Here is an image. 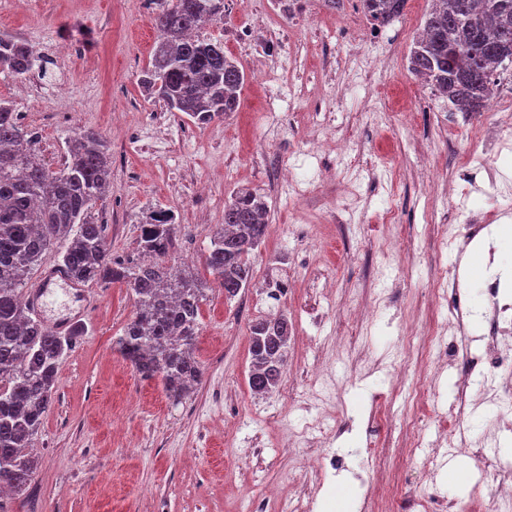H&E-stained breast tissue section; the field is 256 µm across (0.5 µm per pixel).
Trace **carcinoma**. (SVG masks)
<instances>
[{"instance_id": "1", "label": "carcinoma", "mask_w": 512, "mask_h": 512, "mask_svg": "<svg viewBox=\"0 0 512 512\" xmlns=\"http://www.w3.org/2000/svg\"><path fill=\"white\" fill-rule=\"evenodd\" d=\"M373 21L387 25L407 0H360ZM158 40L140 84L148 97L182 112L199 127L234 111L245 73L224 53V43L200 35L224 18V0H152ZM512 63V0H431L413 43L410 70L462 112H478L494 70ZM38 55L33 46L0 32V73L24 80ZM112 194L111 160L102 134L83 129L66 142L64 161L52 170L40 158L38 132L0 99V487L18 493L35 461L28 448L52 403L60 360L81 331L61 336L40 321L19 288L43 256L56 251L77 283L122 282L135 312L117 341L121 356L144 380L159 379L179 404L201 381L195 356L200 303L212 286L235 297L254 279L251 256L266 239L265 196L239 189L224 204L205 258L214 280L172 259L179 232L174 214L156 210L140 225L136 252L115 258L107 225L95 218ZM292 324L268 312L249 326L252 369L248 384L264 393L281 382Z\"/></svg>"}]
</instances>
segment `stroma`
Instances as JSON below:
<instances>
[{
    "label": "stroma",
    "mask_w": 512,
    "mask_h": 512,
    "mask_svg": "<svg viewBox=\"0 0 512 512\" xmlns=\"http://www.w3.org/2000/svg\"><path fill=\"white\" fill-rule=\"evenodd\" d=\"M224 3L223 19L204 35L223 42L245 81L235 112L200 128L146 100L139 84L158 36L148 0H0V31L40 56L30 79L1 73L0 96L37 129L45 163L61 165L78 129L107 141L112 195L95 217L108 227L112 255L132 253L140 224L169 209L181 227L174 256L202 268L225 200L249 188L270 205L254 276L289 284L276 303L252 287L232 299L219 288L207 292L195 348L202 381L177 405L117 350L135 310L130 288L90 282L55 290L42 320L80 315L85 334L61 359L35 439L36 469L25 492L8 496L9 512H249L250 500L270 485L312 502L313 512H344L349 499L353 512H437L444 500L470 505L493 497V479L455 484L448 476L452 465L475 473L471 449L435 464L400 455L408 418L379 405L393 389L431 380L433 401L447 407L467 371L463 363L439 373L395 364L402 319L448 320L446 308L430 301L435 276L459 275L474 336L487 327L478 293L484 276H499L512 297V277L502 269L511 258L504 232L512 217L497 218L505 202L491 193L488 172L459 178L476 117L421 86L409 68L430 0H407L401 18L380 31L359 0L341 4L346 29L305 23L306 15L325 12L323 0H292L286 9L278 0ZM271 155L298 179L333 168L342 182L322 186L317 198H297L267 170ZM426 161L457 180L468 196L464 212L447 196L429 199ZM486 216L490 224L473 241L494 257L484 269H475L470 252L441 249L449 229ZM390 223L413 249V274L385 253ZM325 271L332 280L323 292L313 283ZM273 308L304 341L289 344L282 383L258 395L248 385L249 325ZM320 416L327 423L313 439L282 431L285 422ZM371 421L376 460L363 480ZM324 446L346 452L349 469L320 487L303 462ZM424 495L422 509L416 501Z\"/></svg>",
    "instance_id": "obj_1"
}]
</instances>
